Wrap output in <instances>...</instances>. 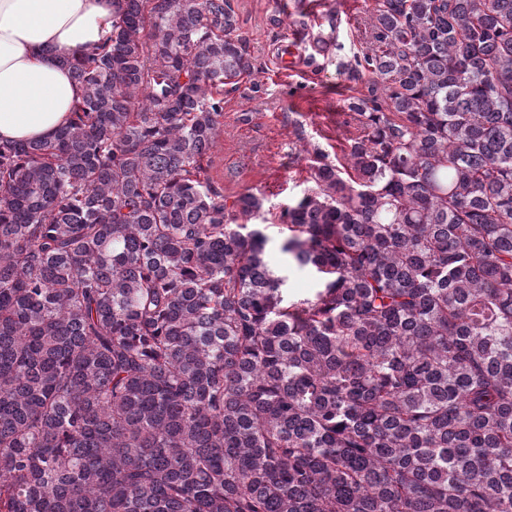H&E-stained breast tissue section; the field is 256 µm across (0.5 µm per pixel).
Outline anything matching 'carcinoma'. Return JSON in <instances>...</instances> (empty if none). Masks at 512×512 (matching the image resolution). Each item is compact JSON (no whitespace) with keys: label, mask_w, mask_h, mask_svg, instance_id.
<instances>
[{"label":"carcinoma","mask_w":512,"mask_h":512,"mask_svg":"<svg viewBox=\"0 0 512 512\" xmlns=\"http://www.w3.org/2000/svg\"><path fill=\"white\" fill-rule=\"evenodd\" d=\"M112 6L68 125L0 143V512H512V0H375L294 301L208 175L230 0Z\"/></svg>","instance_id":"1"}]
</instances>
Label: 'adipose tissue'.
<instances>
[{"mask_svg":"<svg viewBox=\"0 0 512 512\" xmlns=\"http://www.w3.org/2000/svg\"><path fill=\"white\" fill-rule=\"evenodd\" d=\"M112 29V0H0V140L52 137L82 95L66 58Z\"/></svg>","mask_w":512,"mask_h":512,"instance_id":"ef3b65f1","label":"adipose tissue"}]
</instances>
